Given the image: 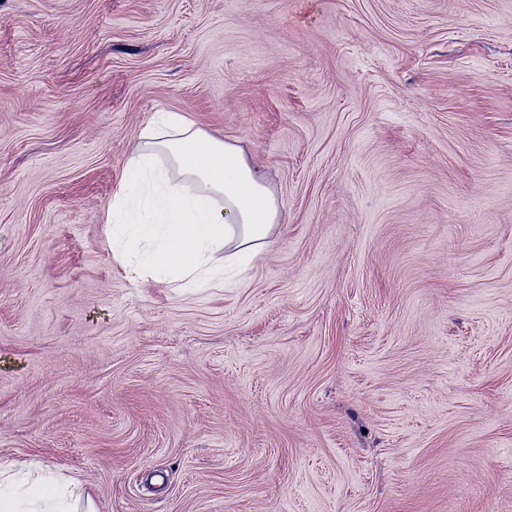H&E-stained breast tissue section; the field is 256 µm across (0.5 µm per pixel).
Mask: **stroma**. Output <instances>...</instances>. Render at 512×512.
<instances>
[{
  "label": "stroma",
  "mask_w": 512,
  "mask_h": 512,
  "mask_svg": "<svg viewBox=\"0 0 512 512\" xmlns=\"http://www.w3.org/2000/svg\"><path fill=\"white\" fill-rule=\"evenodd\" d=\"M283 222L113 254L142 129ZM96 512H512V0H0V467Z\"/></svg>",
  "instance_id": "stroma-1"
}]
</instances>
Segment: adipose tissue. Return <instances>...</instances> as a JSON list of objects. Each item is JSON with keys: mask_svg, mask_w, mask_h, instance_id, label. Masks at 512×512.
Instances as JSON below:
<instances>
[{"mask_svg": "<svg viewBox=\"0 0 512 512\" xmlns=\"http://www.w3.org/2000/svg\"><path fill=\"white\" fill-rule=\"evenodd\" d=\"M140 138L116 202L131 216L113 225L112 236L147 244V271L191 286L221 265L250 263L271 245L281 207L242 147L172 112L161 113ZM146 182L161 194L160 205L148 212L141 211L138 196ZM184 182L191 192L181 190ZM78 486L61 479L55 492L35 498L32 512H95Z\"/></svg>", "mask_w": 512, "mask_h": 512, "instance_id": "adipose-tissue-1", "label": "adipose tissue"}]
</instances>
